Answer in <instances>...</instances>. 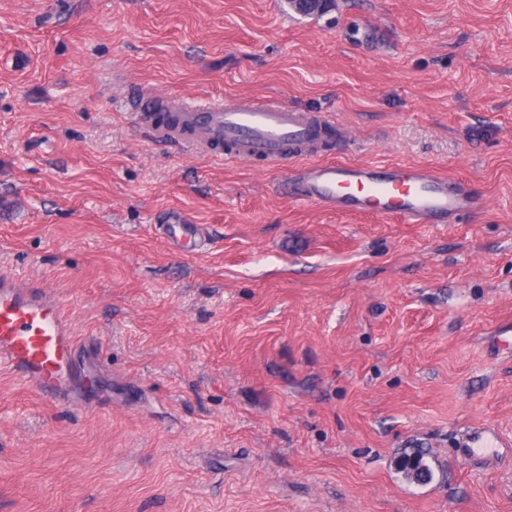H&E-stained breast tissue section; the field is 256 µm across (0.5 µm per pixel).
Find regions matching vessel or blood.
<instances>
[{"mask_svg": "<svg viewBox=\"0 0 512 512\" xmlns=\"http://www.w3.org/2000/svg\"><path fill=\"white\" fill-rule=\"evenodd\" d=\"M133 106L149 122L156 142L282 167L300 163L307 146L329 141L334 131L333 122L322 114L272 100L191 104L159 97L152 109H143L138 98ZM298 190L305 200L323 207L348 208L403 224H435L473 205L466 186L449 184L447 177L424 165L312 164ZM167 221L180 229L172 237L175 245L185 250L196 246L198 226L175 212ZM75 351L74 327L54 292L1 270L0 363L18 371L44 399L65 403L72 387L90 374L89 364L78 362ZM501 444L499 436L476 431L463 454L475 458Z\"/></svg>", "mask_w": 512, "mask_h": 512, "instance_id": "b4317fda", "label": "vessel or blood"}]
</instances>
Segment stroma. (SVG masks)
<instances>
[{"label": "stroma", "mask_w": 512, "mask_h": 512, "mask_svg": "<svg viewBox=\"0 0 512 512\" xmlns=\"http://www.w3.org/2000/svg\"><path fill=\"white\" fill-rule=\"evenodd\" d=\"M136 91L324 112L310 161L426 164L480 205L328 210L154 142ZM1 268L105 361L61 405L0 366V512H512V447L460 453L512 440V0H0ZM167 224H177L179 226L180 235H177L174 229L171 239L174 244L184 250L195 247L199 240V226L190 224L189 219L182 213H171L165 221ZM491 435L492 437H487ZM503 446L500 437L490 430L475 431L470 435L469 440L463 445V456L476 458L485 453V448H497ZM428 456L422 448H411L404 452L397 461V470L405 479L417 484L429 483L434 478V469L426 460Z\"/></svg>", "instance_id": "1"}]
</instances>
